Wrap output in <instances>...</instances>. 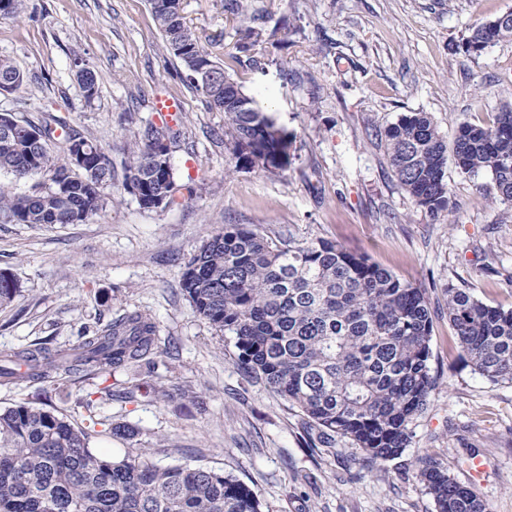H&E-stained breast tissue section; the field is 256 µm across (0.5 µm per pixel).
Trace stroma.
I'll return each instance as SVG.
<instances>
[{"label":"stroma","mask_w":512,"mask_h":512,"mask_svg":"<svg viewBox=\"0 0 512 512\" xmlns=\"http://www.w3.org/2000/svg\"><path fill=\"white\" fill-rule=\"evenodd\" d=\"M262 18L261 63H236L239 20L224 0H183L201 45L270 111L292 138L288 170L237 168L223 113L209 110L163 49L148 0H24L0 16V56L25 76L0 92V112L40 122L55 116L97 141L116 177L105 204L82 224L0 223V270L23 292L0 308V354L65 350L82 329L127 311L160 324L153 378L199 398L121 392L139 370L108 378L118 396L97 418L134 438L99 436L93 447L120 455L149 449L160 466L200 465L236 476L263 512H436L421 477L434 463L471 486L488 512H512V384L474 370L453 342L448 288L512 308V203L492 177L455 166L446 181L453 217H433L397 180L384 129L404 112L430 113L445 141L468 122L490 125L512 104V39L464 57L476 21L512 10V0H252ZM97 79L86 98L77 65ZM183 105L170 143L181 203L144 209L121 171L158 97ZM227 224H256L270 237L328 239L365 254L425 292L433 320L426 408L394 459L369 466L345 438L309 452L296 410L243 371L231 339L195 311L180 280L190 256ZM79 376L0 387V408L48 394L55 413L83 424ZM483 472L473 476V463Z\"/></svg>","instance_id":"35a3bbf8"}]
</instances>
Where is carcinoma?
<instances>
[{"mask_svg": "<svg viewBox=\"0 0 512 512\" xmlns=\"http://www.w3.org/2000/svg\"><path fill=\"white\" fill-rule=\"evenodd\" d=\"M163 48L183 64L191 87L208 108L224 113V134L239 162L262 171H285L291 159L281 127L212 59L185 24L176 0H149ZM235 16L253 21L250 0H229ZM259 33L246 27L236 50L259 64ZM512 38V27L478 22L465 52L479 54ZM233 87L216 93L205 74ZM23 74L0 57V88L18 89ZM55 118L40 124L0 113V173L34 181L28 193L0 187V222L81 224L103 207V189L114 179L112 160L94 140L64 130ZM172 129L145 126L125 165L123 186H137V202L154 208L179 204L169 157ZM390 165L399 183L433 217L452 206L445 182L448 159L463 174L489 171L503 201L512 202V105L491 126L461 124L453 149L426 112H405L384 130ZM91 153L87 168L71 167L78 147ZM180 286L195 311L230 336L238 362L301 418L306 445L347 438L374 463L402 454L408 425L432 389L433 322L424 292L366 256L326 239H273L257 226L226 224L193 253ZM21 285L0 272V307ZM454 339L475 370L493 383H512V310L490 306L470 292L448 287ZM158 322L128 311L86 329L79 343L50 353L44 347L0 356V386L80 374L89 379L131 367L155 369ZM146 395L195 398L188 388L170 392L150 381L133 385ZM86 427L42 406L0 409V512H262L257 495L232 475L189 464L158 466L148 453L108 456L91 446L100 421ZM437 512H487L475 491L436 467L423 471Z\"/></svg>", "mask_w": 512, "mask_h": 512, "instance_id": "carcinoma-1", "label": "carcinoma"}]
</instances>
